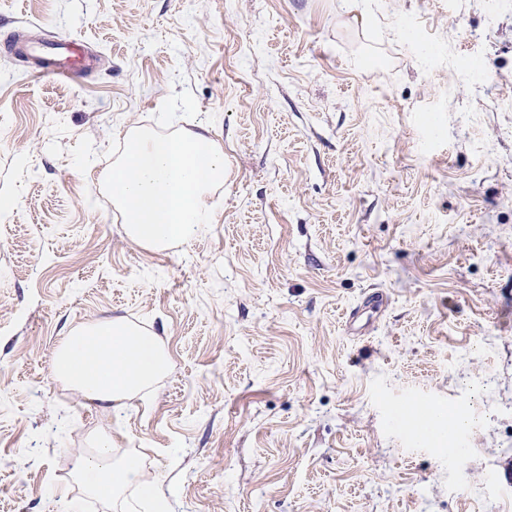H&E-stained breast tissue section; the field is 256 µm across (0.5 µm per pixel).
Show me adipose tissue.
<instances>
[{
  "instance_id": "ef3b65f1",
  "label": "adipose tissue",
  "mask_w": 512,
  "mask_h": 512,
  "mask_svg": "<svg viewBox=\"0 0 512 512\" xmlns=\"http://www.w3.org/2000/svg\"><path fill=\"white\" fill-rule=\"evenodd\" d=\"M168 369V355L156 336L123 318L99 321L64 338L53 359L56 378L83 397L125 405L149 389ZM75 473L86 491L116 500L135 489L145 502L162 501L157 487L143 476L138 456L113 458L108 439H99L90 455L75 459Z\"/></svg>"
}]
</instances>
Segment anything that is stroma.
<instances>
[{
  "instance_id": "35a3bbf8",
  "label": "stroma",
  "mask_w": 512,
  "mask_h": 512,
  "mask_svg": "<svg viewBox=\"0 0 512 512\" xmlns=\"http://www.w3.org/2000/svg\"><path fill=\"white\" fill-rule=\"evenodd\" d=\"M186 89L227 175L148 251L103 181ZM119 317L169 365L115 408L52 363ZM101 436L170 512H512V0H0V512H133ZM44 52L46 62L39 67L36 74L53 79H72L89 71L94 57L89 48L65 37L43 39L38 42ZM75 473L86 491L97 497L121 498L134 488L140 499L148 503L166 501V496L157 487L144 479L141 460L136 455L112 458V445L106 438L96 442V450L91 455H78L75 458Z\"/></svg>"
}]
</instances>
